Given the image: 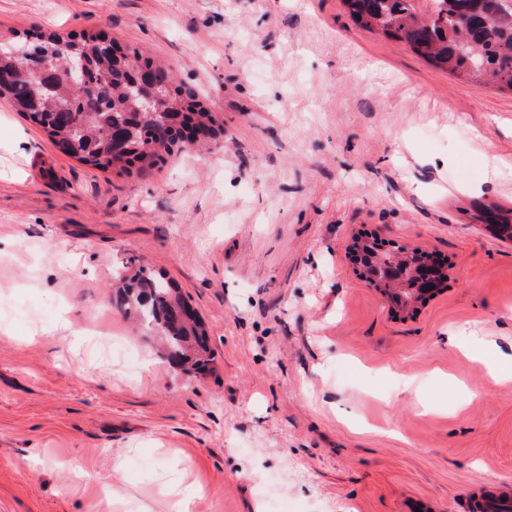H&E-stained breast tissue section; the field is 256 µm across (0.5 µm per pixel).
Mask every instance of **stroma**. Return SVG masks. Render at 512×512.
Listing matches in <instances>:
<instances>
[{
	"label": "stroma",
	"mask_w": 512,
	"mask_h": 512,
	"mask_svg": "<svg viewBox=\"0 0 512 512\" xmlns=\"http://www.w3.org/2000/svg\"><path fill=\"white\" fill-rule=\"evenodd\" d=\"M33 26L146 50L222 134L125 175L0 102V512H171L197 489L195 512L512 501V378L473 354L488 341L512 366V243L465 213L512 207L511 91L345 0H0L1 40ZM364 231L447 260V288L392 312L350 260ZM126 264L196 309L205 373L116 305Z\"/></svg>",
	"instance_id": "stroma-1"
}]
</instances>
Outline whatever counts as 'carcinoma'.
<instances>
[{"label": "carcinoma", "instance_id": "1", "mask_svg": "<svg viewBox=\"0 0 512 512\" xmlns=\"http://www.w3.org/2000/svg\"><path fill=\"white\" fill-rule=\"evenodd\" d=\"M415 2L348 0L352 17L362 27L406 43L438 69L512 91V0H430L424 11ZM107 40L101 32L85 30L64 36L38 27L14 32L7 44L22 51L12 55L0 42V74L33 70L45 59L55 62V69L24 80H0V100L41 128L58 152L125 174L156 167L185 147L181 128L156 112L141 110V94L149 88L170 100L183 125L215 131L213 113L176 83L170 69L115 40L109 52ZM74 53L85 59L79 87L65 74V61ZM88 140L98 141V154L79 153ZM470 218L495 238L512 242V208L476 203ZM423 260L422 270L446 280L440 258L426 251L413 253L412 261ZM116 278L124 283L120 306L159 333L167 360L187 371H204L210 361L206 332L201 322L183 319L180 310L187 302L178 287L147 266Z\"/></svg>", "mask_w": 512, "mask_h": 512}]
</instances>
